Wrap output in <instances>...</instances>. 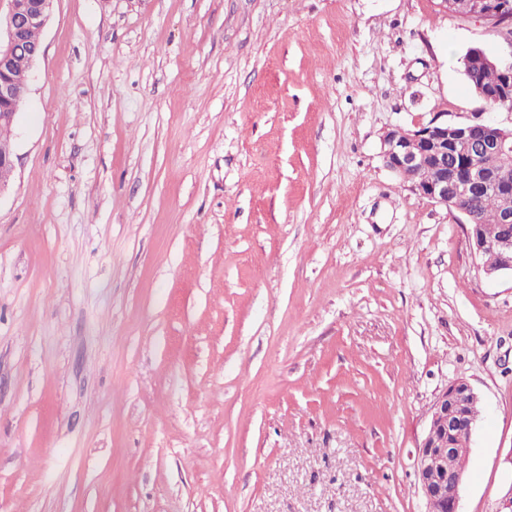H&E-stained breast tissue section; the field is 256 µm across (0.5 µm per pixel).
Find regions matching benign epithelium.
Segmentation results:
<instances>
[{"label": "benign epithelium", "instance_id": "obj_1", "mask_svg": "<svg viewBox=\"0 0 512 512\" xmlns=\"http://www.w3.org/2000/svg\"><path fill=\"white\" fill-rule=\"evenodd\" d=\"M470 11V16L494 24L512 16V0H437L446 11L450 6ZM53 0H9L0 16V123L15 119V105L28 91L32 67L43 53L42 45L27 46L28 64L15 66V54L31 28L46 26ZM446 113L435 112L425 124L412 129L395 127L380 138L385 166L408 183L409 190L435 204L452 207L464 220L470 206L482 195L512 191V164L502 166L493 158L512 157V128L482 122L450 123ZM501 231L494 237L469 225L468 235L475 254L497 257L484 274L512 275V214L501 217ZM481 404L480 396L465 381H456L435 399L424 440L418 448L417 473L427 512H460L459 491L463 476L448 460L457 453L453 437L460 431L473 433L476 418L470 409Z\"/></svg>", "mask_w": 512, "mask_h": 512}]
</instances>
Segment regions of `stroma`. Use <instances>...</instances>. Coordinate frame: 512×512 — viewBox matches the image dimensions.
I'll list each match as a JSON object with an SVG mask.
<instances>
[{"instance_id":"1","label":"stroma","mask_w":512,"mask_h":512,"mask_svg":"<svg viewBox=\"0 0 512 512\" xmlns=\"http://www.w3.org/2000/svg\"><path fill=\"white\" fill-rule=\"evenodd\" d=\"M0 193V512H426L436 397L479 394L461 512L512 488V278L387 128L512 126V49L436 0H55ZM465 56L463 58L464 75L470 89L477 96L478 92L483 88L488 89L491 93L487 97L486 94L480 93V96L482 97L481 99L487 105L497 109H503L506 106L505 109L508 112H512V108L508 107L509 103L505 105L502 101V97L500 96V94H498V89L502 90L501 84L504 83L503 75L500 72L499 59H494L487 55L490 58V60L494 62L495 65H485V67L481 69L466 63Z\"/></svg>"}]
</instances>
